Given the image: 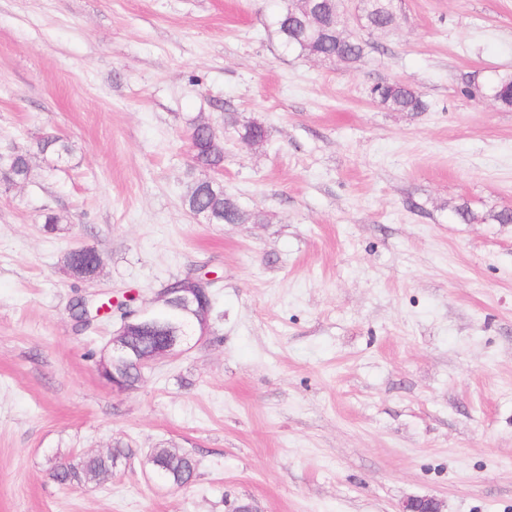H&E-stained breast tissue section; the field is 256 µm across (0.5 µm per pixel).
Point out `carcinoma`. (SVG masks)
Listing matches in <instances>:
<instances>
[{"label": "carcinoma", "instance_id": "cac0c4a2", "mask_svg": "<svg viewBox=\"0 0 512 512\" xmlns=\"http://www.w3.org/2000/svg\"><path fill=\"white\" fill-rule=\"evenodd\" d=\"M400 19L398 0H366L360 18L361 28L387 30L397 26ZM275 30L286 48L306 56L321 57L333 61L340 57L348 63L360 61L366 43L358 36L346 32L343 26L341 2L339 0H283L275 16ZM371 94L392 112H422L426 103L422 95L409 85L401 83L376 84ZM486 96L504 107H512V73H499L487 84ZM227 124L235 128L241 141L260 145L268 138L266 126L258 121L237 125V119L227 117ZM194 147L196 167L208 171L224 167V145L218 136L195 126L189 134ZM42 154L48 152L63 158L70 152L69 145L59 136L47 135L37 143ZM27 153L8 148L0 151V183L11 186L27 178ZM183 205L190 213L205 211L215 224L260 223L262 218L245 211L238 200L224 192L220 182L195 180L182 197ZM64 262L69 272L77 279L88 281L98 275L103 265V256L95 248L83 254L70 250ZM127 457L121 448H115L106 456L80 457L72 468L54 467L52 477L66 489L97 482L104 473L112 470ZM151 461L156 471L169 484L181 487L192 477L194 460L185 451L158 448Z\"/></svg>", "mask_w": 512, "mask_h": 512}]
</instances>
